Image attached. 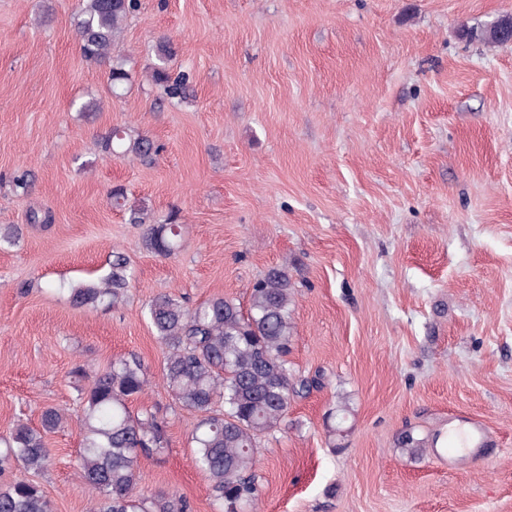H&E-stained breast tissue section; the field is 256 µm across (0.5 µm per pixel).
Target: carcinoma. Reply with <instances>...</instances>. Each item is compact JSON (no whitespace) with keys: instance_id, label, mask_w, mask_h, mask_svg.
I'll return each instance as SVG.
<instances>
[{"instance_id":"cac0c4a2","label":"carcinoma","mask_w":512,"mask_h":512,"mask_svg":"<svg viewBox=\"0 0 512 512\" xmlns=\"http://www.w3.org/2000/svg\"><path fill=\"white\" fill-rule=\"evenodd\" d=\"M136 8V0H82L80 7L81 51L88 60L109 67V92L115 98L123 95L128 80L121 46L125 22ZM466 36L505 44L512 32L494 24L488 29L471 28ZM170 55L171 47L160 43L151 80L169 99H180L186 94L188 77L170 71ZM102 144L109 155L130 154L149 163L160 152L152 139L130 128L105 132ZM130 222L146 225L147 250L162 257L181 251L182 227L176 221L148 225L144 212L132 209ZM131 283L129 259L114 252L107 276L72 285L68 291L78 308H115ZM293 299L288 269L273 266L253 284L245 311L224 296L189 308L175 296L159 294L147 307V319L165 348L163 385L172 400L201 415L193 433L194 463L221 512H242L258 499L261 441L280 428L291 400L313 384L296 375L287 360L295 332ZM70 375L79 381L78 476L93 492L89 512H191L183 498L140 490L141 459L163 453L168 444L165 422L156 413H135L130 408L149 385L142 360L134 354L116 357L94 375L76 364ZM67 420L64 410L49 406L41 413V427L15 424L0 438V472L46 469L51 463L46 434ZM397 443L410 457L425 448L424 439L411 431L403 432ZM0 512L52 509L42 488L21 477L0 488Z\"/></svg>"}]
</instances>
